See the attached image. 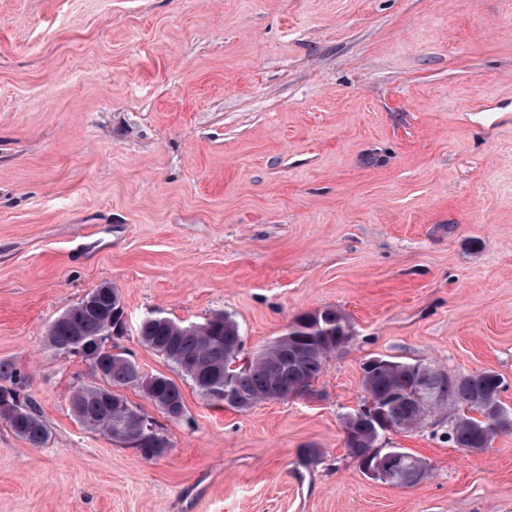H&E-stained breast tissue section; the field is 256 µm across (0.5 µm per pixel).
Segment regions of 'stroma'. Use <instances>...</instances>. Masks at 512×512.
<instances>
[{"instance_id": "1", "label": "stroma", "mask_w": 512, "mask_h": 512, "mask_svg": "<svg viewBox=\"0 0 512 512\" xmlns=\"http://www.w3.org/2000/svg\"><path fill=\"white\" fill-rule=\"evenodd\" d=\"M105 283L119 352L183 394L126 390L149 461L74 418L89 363L46 342ZM325 307L355 337L317 399L245 411L137 336L224 311L250 358ZM373 357L496 371L512 412V0H0V360L50 429L0 421V512H512V430L473 455L444 410L380 440L426 479L360 471ZM361 408L357 414L351 415L354 417L352 420L348 421L345 419L344 421V429L350 432L353 439L363 445V447H347L344 440L345 446L352 457H354V453L350 448H366L368 450L378 448L377 442L384 434V430H381L374 421L364 415Z\"/></svg>"}]
</instances>
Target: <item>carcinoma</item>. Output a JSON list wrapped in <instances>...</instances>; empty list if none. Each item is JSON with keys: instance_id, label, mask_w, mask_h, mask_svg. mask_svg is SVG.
<instances>
[{"instance_id": "cac0c4a2", "label": "carcinoma", "mask_w": 512, "mask_h": 512, "mask_svg": "<svg viewBox=\"0 0 512 512\" xmlns=\"http://www.w3.org/2000/svg\"><path fill=\"white\" fill-rule=\"evenodd\" d=\"M126 318L121 294L103 284L81 301L66 309L48 329L51 348L80 352L81 344L106 334H125ZM143 345L166 357L182 376L190 379L212 405L226 404L224 393L232 390L248 410L262 402L274 388L286 399L312 386L324 371L328 356L345 347L355 336L347 315L334 307L298 316L286 332L252 359L238 364L241 335L238 323L228 314L214 312L201 324L183 325L166 316L151 314L139 324ZM205 361L217 373L206 384L197 367ZM97 382L75 390L71 406L74 416L91 430L126 442L151 460L169 448L167 439L153 424L134 436L123 430L126 411L131 407L117 389H138L170 418H182L185 407L178 384L164 375H147L122 353H105L90 363ZM426 380V392L417 397L413 389L418 376ZM26 376L12 362H0V420L35 447L45 445L50 430L23 394ZM365 401L390 407L399 418L428 419L438 409L458 406L462 413L448 420L446 437L458 448H476L486 438L494 439L498 426L499 395L505 389L503 378L494 371L445 376L438 369L421 363L389 361L362 381ZM364 448L377 447L383 435L374 421L363 413L344 421Z\"/></svg>"}]
</instances>
